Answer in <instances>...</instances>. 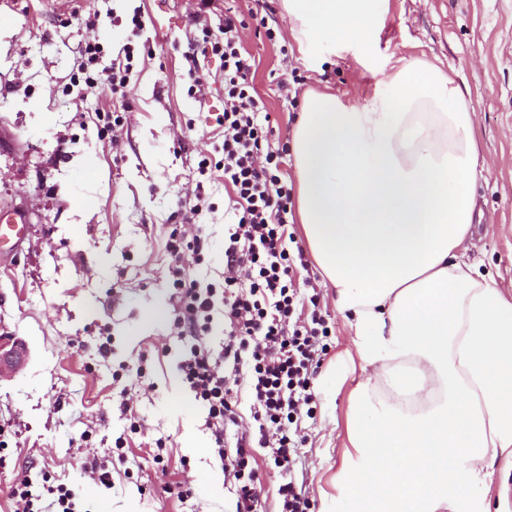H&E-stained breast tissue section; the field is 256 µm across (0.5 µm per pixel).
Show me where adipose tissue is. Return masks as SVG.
Instances as JSON below:
<instances>
[{"label": "adipose tissue", "mask_w": 512, "mask_h": 512, "mask_svg": "<svg viewBox=\"0 0 512 512\" xmlns=\"http://www.w3.org/2000/svg\"><path fill=\"white\" fill-rule=\"evenodd\" d=\"M381 0H280L311 54L321 35L369 51ZM363 103L307 92L291 139L307 246L368 371L349 398L328 512L490 507L512 463V295L465 260L482 170L469 94L426 59Z\"/></svg>", "instance_id": "1"}]
</instances>
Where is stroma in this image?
Wrapping results in <instances>:
<instances>
[{
    "instance_id": "stroma-1",
    "label": "stroma",
    "mask_w": 512,
    "mask_h": 512,
    "mask_svg": "<svg viewBox=\"0 0 512 512\" xmlns=\"http://www.w3.org/2000/svg\"><path fill=\"white\" fill-rule=\"evenodd\" d=\"M241 16L249 78L270 115L271 145L289 144L303 96L311 89L357 104L374 90L372 71L424 58L469 91L474 136L484 162L475 185L481 217L468 254L512 293V0H385L368 53L321 37L305 57L288 34L279 0H214ZM141 11L151 52L136 58L126 95L68 87L89 41L105 61L119 60L127 19ZM196 0H0V213L27 214L26 234L0 252V335L22 340L28 360L0 379V512H14L11 487L50 473L73 489L80 512H233L206 425L177 365L182 343L171 329L177 299L165 244L172 229L193 234L181 212L192 198L197 163L221 129L220 62L202 69L206 95L190 96L183 54L194 31ZM119 116L116 137L98 134L99 111ZM202 220L209 247L188 277L224 275L223 184L206 186ZM330 349L313 380L314 418H301L307 441L297 480L309 512L343 467L347 397L363 380L345 350L350 331L331 289L321 291ZM144 378L130 375L135 366ZM141 429L131 432L130 422ZM203 444L185 446L188 435ZM162 463H154L157 441ZM122 443L112 485L94 483L87 462ZM260 512H279L281 471L267 449L254 451ZM190 489L189 503L163 494Z\"/></svg>"
}]
</instances>
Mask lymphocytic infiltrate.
<instances>
[{
    "instance_id": "f902f5d3",
    "label": "lymphocytic infiltrate",
    "mask_w": 512,
    "mask_h": 512,
    "mask_svg": "<svg viewBox=\"0 0 512 512\" xmlns=\"http://www.w3.org/2000/svg\"><path fill=\"white\" fill-rule=\"evenodd\" d=\"M140 48L124 47L125 61L101 66L102 49L86 45L83 82L119 93L133 77V60ZM221 62L224 112L218 118L222 139L212 154L198 162L199 182L193 199L185 201V217L198 218L206 202L205 185L219 178L228 190L231 220L224 235V280L204 283L186 278V264L205 261V240L186 239L173 230L166 244L171 260V284L178 305L173 324L177 336L190 340L178 364L197 401L207 410V427L224 475L235 487V512H256L260 489L253 466L255 448L269 449L275 467L288 474L281 484V512H308L310 503L291 475L298 450L305 442L296 421L314 417L313 380L330 336L318 294L302 295L295 281L306 266L303 250H290L286 226L291 190L280 177L281 151L269 140V115L260 105L248 80L249 64L241 51L239 22L225 15L215 27L202 24L188 40L184 58L194 82L191 95L203 93L196 78L201 58ZM311 303L309 319L297 314L300 304ZM222 315L230 332L221 350L202 344L215 315ZM247 375L252 399L250 425H241L235 407L237 394L231 378ZM11 497L16 512H43L49 502L54 512H77L76 494L65 484L44 481L34 486L19 479Z\"/></svg>"
}]
</instances>
